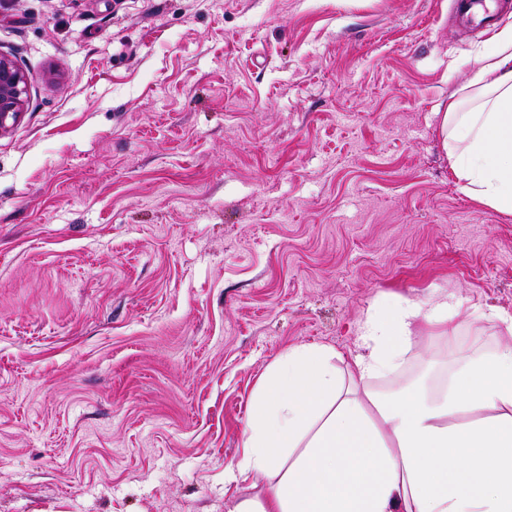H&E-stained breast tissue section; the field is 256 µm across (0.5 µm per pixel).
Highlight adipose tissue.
Instances as JSON below:
<instances>
[{"label":"adipose tissue","instance_id":"1","mask_svg":"<svg viewBox=\"0 0 512 512\" xmlns=\"http://www.w3.org/2000/svg\"><path fill=\"white\" fill-rule=\"evenodd\" d=\"M494 42L442 115L443 147L465 195L512 214V26ZM457 314L444 294L396 295L368 314L360 353L288 347L254 397L230 475L266 491L226 512H512V346L463 353L435 395L384 398L370 385L404 365L417 329L452 335Z\"/></svg>","mask_w":512,"mask_h":512}]
</instances>
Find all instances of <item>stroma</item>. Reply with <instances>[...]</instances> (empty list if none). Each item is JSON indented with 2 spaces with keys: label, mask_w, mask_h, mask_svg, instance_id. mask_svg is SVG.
<instances>
[{
  "label": "stroma",
  "mask_w": 512,
  "mask_h": 512,
  "mask_svg": "<svg viewBox=\"0 0 512 512\" xmlns=\"http://www.w3.org/2000/svg\"><path fill=\"white\" fill-rule=\"evenodd\" d=\"M490 31L453 0H0V512H225L266 370L455 294L374 388L512 343V214L438 115ZM27 77L10 56L0 52V136L14 128L9 120L16 119L25 111L27 103ZM23 113L17 118L18 126Z\"/></svg>",
  "instance_id": "1"
}]
</instances>
